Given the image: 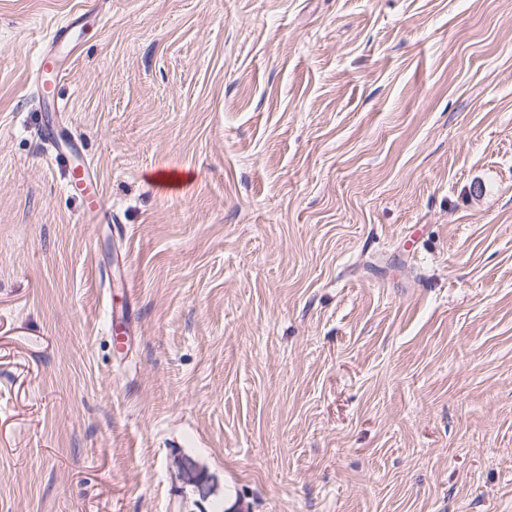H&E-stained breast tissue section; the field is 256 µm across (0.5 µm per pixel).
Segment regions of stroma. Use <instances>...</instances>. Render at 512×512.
Wrapping results in <instances>:
<instances>
[{
  "label": "stroma",
  "mask_w": 512,
  "mask_h": 512,
  "mask_svg": "<svg viewBox=\"0 0 512 512\" xmlns=\"http://www.w3.org/2000/svg\"><path fill=\"white\" fill-rule=\"evenodd\" d=\"M228 496L512 512V0H0V512ZM73 25L62 23L56 26L46 45L38 57L37 80L38 84L44 78V83H60L64 76L62 67H57V58L63 48L70 45L73 38ZM42 136L51 147V160L64 170L65 187L79 186L89 174L91 163L86 161L83 165L72 166L68 162V155L74 150L73 143L68 138L67 129L59 122H48L42 128ZM182 470L186 484L191 486L201 501H207L214 494V480L193 460L182 458Z\"/></svg>",
  "instance_id": "1"
}]
</instances>
